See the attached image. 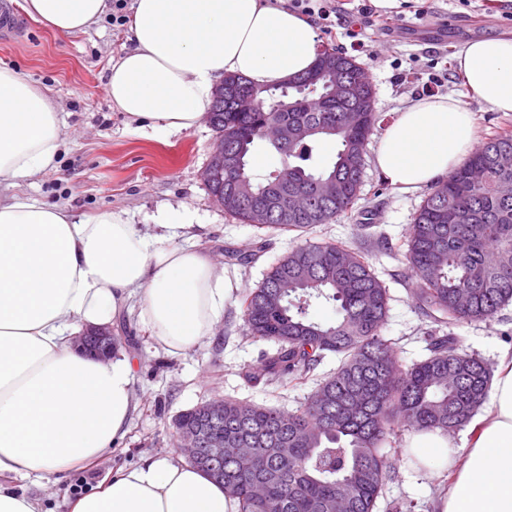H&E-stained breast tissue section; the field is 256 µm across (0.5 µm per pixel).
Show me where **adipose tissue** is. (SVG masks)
Here are the masks:
<instances>
[{
	"mask_svg": "<svg viewBox=\"0 0 512 512\" xmlns=\"http://www.w3.org/2000/svg\"><path fill=\"white\" fill-rule=\"evenodd\" d=\"M59 37L98 24L107 0H24ZM130 47L112 63L106 93L135 131L171 136L199 127L216 82L239 74L266 85L307 72L317 35L282 0H132ZM468 95L512 112V36L477 38L454 56ZM63 142L50 96L0 66V186L55 168ZM475 142L454 96L420 98L387 125L375 156L405 190L447 177ZM232 284L197 246L144 237L123 211L77 218L12 193L0 199V512H41L9 475L39 477L92 464L121 438L132 409L133 368L75 351L83 329L110 324L138 297L140 322L172 355L214 335ZM467 447L437 431L406 444L416 466L448 475L438 512H512V356L502 355L489 407L469 424ZM222 484L169 457L119 469L71 512H229Z\"/></svg>",
	"mask_w": 512,
	"mask_h": 512,
	"instance_id": "ef3b65f1",
	"label": "adipose tissue"
}]
</instances>
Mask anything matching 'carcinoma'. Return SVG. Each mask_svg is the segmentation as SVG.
Segmentation results:
<instances>
[{"label":"carcinoma","instance_id":"cac0c4a2","mask_svg":"<svg viewBox=\"0 0 512 512\" xmlns=\"http://www.w3.org/2000/svg\"><path fill=\"white\" fill-rule=\"evenodd\" d=\"M315 68L330 80L367 78L352 57L334 50ZM236 88L262 102L259 112H236L229 97L212 99L210 127L224 163L206 183L224 198V211L242 224L281 232H306L352 214L359 199L366 145L388 118L374 109L367 90L350 115L331 102L314 112L285 111L279 100L301 97L290 82L256 86L229 74ZM288 123L306 132L296 144L271 147L280 169L257 177L249 157L264 125ZM330 138L335 158L327 169L312 166L313 143ZM252 183L256 198L279 189L310 192L315 181L334 177L336 199L315 202L308 212L284 208L262 216L240 201V178ZM261 239L248 254L224 250L230 262L249 265L266 250ZM351 248L334 242L301 244L275 260L242 297V318L255 339L275 349L261 362L242 368L251 385L284 387L314 377L334 354L339 365L316 379L306 402L293 411L231 397L217 398L180 413L176 425L208 435L210 447L186 461L224 485L238 512H375L390 478L391 459L404 452L402 432L464 428L488 399L492 369L467 353L459 336L437 332L458 322H490L512 304V132L489 138L448 177L438 182L416 210L403 240L402 256L412 272L409 289L432 323L429 356L401 367L395 342L382 333L388 288L367 253L346 262ZM334 303L336 320L308 317L312 300ZM224 448V460L210 449ZM256 449L260 463L235 453Z\"/></svg>","mask_w":512,"mask_h":512}]
</instances>
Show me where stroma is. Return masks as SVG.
I'll return each instance as SVG.
<instances>
[{
    "mask_svg": "<svg viewBox=\"0 0 512 512\" xmlns=\"http://www.w3.org/2000/svg\"><path fill=\"white\" fill-rule=\"evenodd\" d=\"M356 8L355 0H347L346 22L336 24L321 40L353 52L374 87L376 111L395 116L418 99L423 78L435 73L443 77L436 95L464 100L475 123L477 143L512 131V113L491 111L467 96L454 66V55L466 41L512 33V2L403 0L386 29L366 31L365 46L357 52L352 51L347 35L348 27L359 24ZM23 23L20 37L0 43V66L11 67L48 89L65 121L66 139L56 169L37 173L22 185V192L66 206L78 217L109 209L126 211L141 233L150 237L160 234L157 219L168 213L173 223L185 227L183 234L173 237V244L203 246L233 285L215 336L181 356L168 354L154 343L138 320L137 300L127 302L118 313L112 328L129 336L121 353L135 364V410L125 435L94 464L96 480L150 457L177 455L176 417L211 399L233 396L286 410L305 401L312 384L275 391L247 386L239 376L240 368L258 363L267 348L266 342L246 336L240 299L272 262L300 242L338 241L353 249L365 246L391 295L383 334L395 341L400 364L407 366L428 356L430 322L414 308L408 266L388 250L406 235L427 191H405L381 176L373 163L380 133H373L367 144L362 192L351 217L300 236L270 234L268 248L257 262L231 265L224 259L225 248L250 251L259 231L237 223L210 201L202 178L214 145L209 125L165 139L144 136L128 129L124 114L105 93L110 61L130 46L126 27L107 18L88 32L61 39L31 18H24ZM368 219L374 224L369 237L358 229ZM452 331L461 336L467 351L497 363L502 354H512V305L491 322H462ZM392 469V479L378 501L379 512H436L446 486L444 476L423 471L405 454L393 459ZM73 479L69 472L49 486L44 479L22 473L12 475L10 483L38 499L42 512H71Z\"/></svg>",
    "mask_w": 512,
    "mask_h": 512,
    "instance_id": "obj_1",
    "label": "stroma"
}]
</instances>
